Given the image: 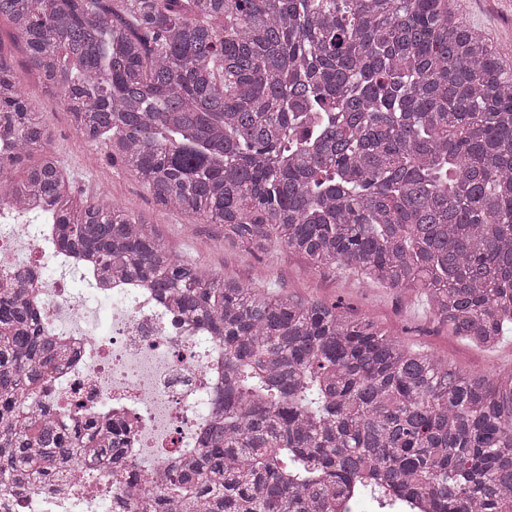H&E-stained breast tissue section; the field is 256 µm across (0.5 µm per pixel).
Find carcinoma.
Returning a JSON list of instances; mask_svg holds the SVG:
<instances>
[{
	"mask_svg": "<svg viewBox=\"0 0 512 512\" xmlns=\"http://www.w3.org/2000/svg\"><path fill=\"white\" fill-rule=\"evenodd\" d=\"M87 146L224 242L424 291L449 334L512 332V68L448 0H0ZM0 196L39 197L58 247L140 282L224 349V394L166 492L131 512H512V372L467 373L342 300L179 259L121 204L71 205L43 114L0 49ZM19 181L5 173L33 152ZM22 277L0 283V483L122 469L124 427L26 408L67 360Z\"/></svg>",
	"mask_w": 512,
	"mask_h": 512,
	"instance_id": "carcinoma-1",
	"label": "carcinoma"
}]
</instances>
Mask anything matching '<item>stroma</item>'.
<instances>
[{"label":"stroma","mask_w":512,"mask_h":512,"mask_svg":"<svg viewBox=\"0 0 512 512\" xmlns=\"http://www.w3.org/2000/svg\"><path fill=\"white\" fill-rule=\"evenodd\" d=\"M450 6L498 49L505 64L512 66V0H450ZM0 48L20 72L24 98L44 111L51 133L49 148L75 186L74 199L84 204L96 196V180L108 176V195L128 212L149 217L158 224L165 246L179 257L196 262L214 273L243 282L262 274L269 288H285L295 294L343 299L358 310L370 311L390 332L409 346L447 359L457 369L472 372L512 368V336L496 346L483 348L435 331L425 296L408 288L392 291L354 274L329 269L315 274L304 256L275 247L254 254L224 243L221 228L192 224L181 214L157 206L136 177L121 165H110L104 151L86 147L76 136L65 109L53 106V95L39 73L31 68L25 49L7 19H0Z\"/></svg>","instance_id":"35a3bbf8"}]
</instances>
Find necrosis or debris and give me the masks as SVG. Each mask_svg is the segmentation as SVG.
Instances as JSON below:
<instances>
[{
    "instance_id": "4bbe7bcc",
    "label": "necrosis or debris",
    "mask_w": 512,
    "mask_h": 512,
    "mask_svg": "<svg viewBox=\"0 0 512 512\" xmlns=\"http://www.w3.org/2000/svg\"><path fill=\"white\" fill-rule=\"evenodd\" d=\"M55 217L39 201L25 211L0 202V271L27 276L41 329L77 353L57 370L40 404L65 399L86 413L120 411L137 421L123 484L83 459L84 482L22 494L0 484V512H123L128 485L163 493L167 466L192 447L212 414L224 355L190 318L125 280L101 286L96 269L53 244Z\"/></svg>"
}]
</instances>
